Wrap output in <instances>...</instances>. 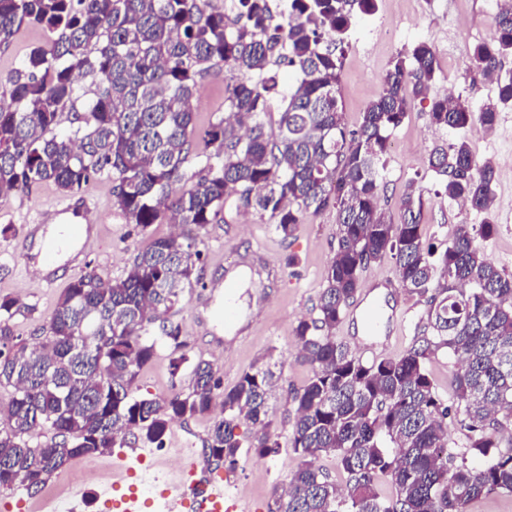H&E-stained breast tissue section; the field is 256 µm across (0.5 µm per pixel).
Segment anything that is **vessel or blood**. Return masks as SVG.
I'll use <instances>...</instances> for the list:
<instances>
[{
    "instance_id": "1",
    "label": "vessel or blood",
    "mask_w": 512,
    "mask_h": 512,
    "mask_svg": "<svg viewBox=\"0 0 512 512\" xmlns=\"http://www.w3.org/2000/svg\"><path fill=\"white\" fill-rule=\"evenodd\" d=\"M90 201L84 197L64 198L43 210L38 225L45 231L40 242H33L31 235H24L18 253L25 263L42 268V279L54 284L63 269L72 267L75 258L87 255L93 240L83 222V213ZM240 282L225 276L211 289L203 307L215 331L235 328L239 312L235 298ZM166 512H250V507L231 487L223 482L203 476L192 482L166 483L157 489ZM109 512H141L144 503L136 484L118 482L102 489L100 493Z\"/></svg>"
}]
</instances>
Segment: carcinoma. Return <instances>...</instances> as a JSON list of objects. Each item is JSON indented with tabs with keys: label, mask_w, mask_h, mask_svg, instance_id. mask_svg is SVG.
Listing matches in <instances>:
<instances>
[{
	"label": "carcinoma",
	"mask_w": 512,
	"mask_h": 512,
	"mask_svg": "<svg viewBox=\"0 0 512 512\" xmlns=\"http://www.w3.org/2000/svg\"><path fill=\"white\" fill-rule=\"evenodd\" d=\"M375 10V0H284L276 9L270 0H231V18L208 0H0V46L24 22L48 35L0 93V197L46 182L74 196L106 174L128 223L144 231L168 212L181 225L138 251L124 278L70 281L30 346L12 344L9 321L20 305L0 297V386L11 388L0 412V487L37 492L70 460L121 447L129 434L159 447L170 424L209 412L218 397L224 416L208 431L207 464L232 467L243 447L258 458L277 452L268 365L223 390L213 366L199 360L185 391L157 399L133 390L158 347L171 349L174 376L187 361L175 308L200 282L199 230L225 219L234 197L269 215L284 239L307 213L333 209L339 224L317 317L295 327L298 360L311 375L292 396L299 463L270 512H465L477 497L512 493V447L495 441L512 425V276L478 245L495 224L463 222L437 245L415 191L402 198L399 223L380 209L391 135L440 72L434 48L421 42L394 58L358 129L347 128L339 107L347 32ZM494 27L492 42L469 49V72L496 73L512 53V0H498ZM283 64L297 74L286 92L277 81ZM223 69L224 116L197 142L199 82ZM80 77L95 90L80 91ZM508 106L512 76H499L479 112L446 96L429 112L433 126L458 132L432 151L429 169L448 200L478 214L490 212L494 169L476 162L465 131L476 121L494 128ZM65 112L75 117L60 133ZM387 254L407 294L424 301L426 322L403 354L369 362L335 331L365 266ZM442 349L463 360L451 405L427 368ZM450 416L468 432L464 448L448 447ZM241 418L258 427L246 445L235 434ZM45 425L55 441L30 445ZM323 454L336 457L345 487L315 464ZM382 480L392 495L380 492Z\"/></svg>",
	"instance_id": "1"
}]
</instances>
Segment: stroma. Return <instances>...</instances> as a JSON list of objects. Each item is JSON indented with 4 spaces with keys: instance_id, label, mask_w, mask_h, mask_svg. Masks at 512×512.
<instances>
[{
    "instance_id": "obj_1",
    "label": "stroma",
    "mask_w": 512,
    "mask_h": 512,
    "mask_svg": "<svg viewBox=\"0 0 512 512\" xmlns=\"http://www.w3.org/2000/svg\"><path fill=\"white\" fill-rule=\"evenodd\" d=\"M497 0H378V10L358 17L347 38L339 85V106L348 128H358L366 105L374 100L390 63L398 54L409 53L420 42L433 46L441 60V73L427 96L412 100L408 114L395 131L389 151L387 188L380 206L391 222H398L400 200L407 189L420 193L424 201L423 222L432 242L448 240L457 224L482 223L481 215L460 210L450 202L428 168V157L435 146L454 141L456 134L430 123L433 99L454 92L466 100L472 110H479L493 97L496 87L481 76L467 71L465 60L474 45L491 42ZM393 23L397 41H385L380 28ZM45 31L25 23L15 32L9 46L0 47V80H6L29 50L44 44ZM477 162L492 161L496 171L493 184L492 215L495 232L481 240L484 256L506 274L512 275V107L503 109L493 130L473 127L467 133ZM90 200L86 223L98 232V245L81 264L80 273L95 271L114 278L124 274L134 256L148 239L173 233L169 221L140 231L126 222L112 203V181L102 177L85 190ZM60 197L50 184L11 193L0 198V297L11 296L22 305L10 325L19 343L31 344L46 324L61 292L48 288L36 269L25 268L15 252L25 223L38 210L47 208ZM339 226L336 213L325 210L304 216L293 236L282 238L269 217L252 209L233 213L230 223L207 225L200 233L203 262L199 286L187 291L179 306L178 318L192 349L190 360L210 362L222 387L234 386L241 374L255 366L273 364L275 387L269 400V418L279 434L280 450L265 458L242 452L234 468L210 467L206 474L234 488H245L252 512H269L276 489L287 485L296 461L290 448L291 425L295 416L292 396L310 376L308 366L296 359L294 328L304 318L317 315L319 294L328 262L336 251ZM256 268L261 279L254 288L245 289L241 299L243 332L232 340L215 343L207 325L198 319L202 301L226 269L241 263ZM392 258L370 263L360 277L357 301L392 279L385 298L396 311L398 330L392 336L369 341L359 336L355 319L345 317L336 329V339L356 355L373 347L376 358L395 357L409 348L425 318V306L408 296L395 283ZM189 374L174 377L169 369V351L160 349L153 363L144 369L137 382L138 395L164 398L187 389ZM212 415H203L172 424L162 449L153 450L146 461H139L141 443L112 448L103 454L74 458L54 474L46 487L32 495L19 489L0 488V512H39L46 498H53L54 512H105L97 497V486L83 489V498H75L63 488L75 472L88 466L99 467L103 475L124 476L151 473L160 479H181L183 469L202 462L204 441Z\"/></svg>"
}]
</instances>
